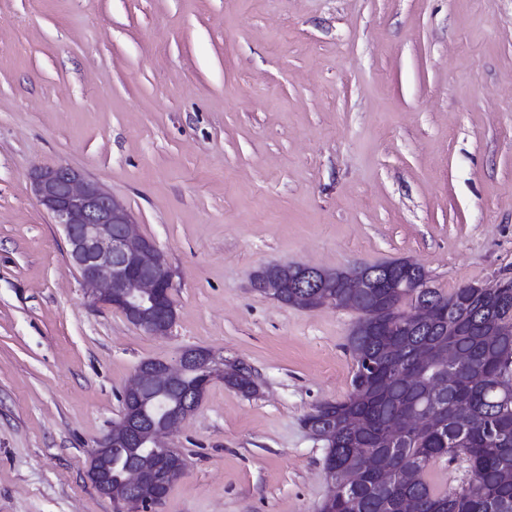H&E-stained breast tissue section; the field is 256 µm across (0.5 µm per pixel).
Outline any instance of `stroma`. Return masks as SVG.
<instances>
[{
	"label": "stroma",
	"instance_id": "1",
	"mask_svg": "<svg viewBox=\"0 0 512 512\" xmlns=\"http://www.w3.org/2000/svg\"><path fill=\"white\" fill-rule=\"evenodd\" d=\"M70 166L172 271L152 336L93 304L32 173ZM408 258L447 294L512 279V0H0V512H116L87 476L145 360L251 367L169 434L155 512H318L303 425L351 390L355 310L271 265ZM173 466H174V460L170 456L165 457L158 464L157 468H160L161 471H160V476L155 483L153 497H152V492H151L150 488H145L142 491L143 501L151 499V497H152L154 507H155L164 499V497L167 495V493L171 487L170 484L168 483V481L166 480V477H167L166 473L173 471Z\"/></svg>",
	"mask_w": 512,
	"mask_h": 512
}]
</instances>
